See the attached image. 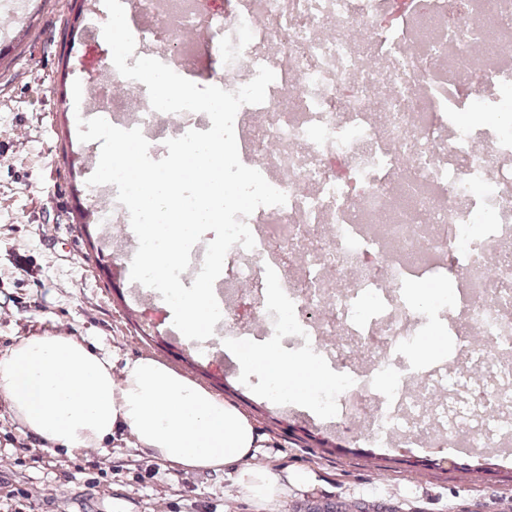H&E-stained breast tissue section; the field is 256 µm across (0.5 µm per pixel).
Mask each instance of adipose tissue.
<instances>
[{
  "label": "adipose tissue",
  "instance_id": "1",
  "mask_svg": "<svg viewBox=\"0 0 512 512\" xmlns=\"http://www.w3.org/2000/svg\"><path fill=\"white\" fill-rule=\"evenodd\" d=\"M242 372L285 381L286 399L303 401L325 376L306 359L281 354L275 342L238 355ZM111 353L70 336H30L0 354V392L21 428L46 447H101L127 427L153 457L189 469H230L261 501L277 478L239 468L261 438L223 398L151 357L125 362L114 383Z\"/></svg>",
  "mask_w": 512,
  "mask_h": 512
}]
</instances>
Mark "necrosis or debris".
Listing matches in <instances>:
<instances>
[{
  "label": "necrosis or debris",
  "instance_id": "4bbe7bcc",
  "mask_svg": "<svg viewBox=\"0 0 512 512\" xmlns=\"http://www.w3.org/2000/svg\"><path fill=\"white\" fill-rule=\"evenodd\" d=\"M135 54L179 75L200 55L215 57L210 78L233 91L259 66L276 75L266 100L242 106L235 136L242 157L275 188L282 206L247 219L254 249L233 246L214 283L222 312L215 326L238 342L247 323L280 345H298L330 384L311 401L322 418L370 415L369 442L388 444L432 420L448 435L481 442L493 421L475 422L461 390L493 399L501 369L481 355L476 371L442 362L428 390L448 401L427 416L397 359L435 325L470 352L461 326L495 344L512 343V0H465L462 24H449L448 0H122ZM86 119L140 128L158 158L167 139L206 131L203 113L154 111L143 87L128 110L99 79ZM496 115L461 122L462 113ZM495 251L487 275L478 256ZM453 293L415 305L413 282L447 279ZM363 350L374 397L351 365Z\"/></svg>",
  "mask_w": 512,
  "mask_h": 512
}]
</instances>
